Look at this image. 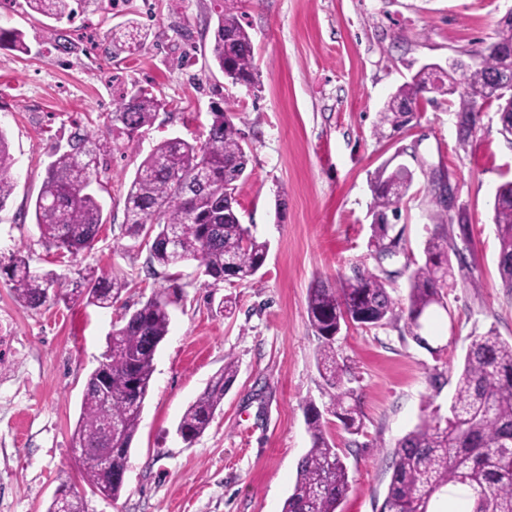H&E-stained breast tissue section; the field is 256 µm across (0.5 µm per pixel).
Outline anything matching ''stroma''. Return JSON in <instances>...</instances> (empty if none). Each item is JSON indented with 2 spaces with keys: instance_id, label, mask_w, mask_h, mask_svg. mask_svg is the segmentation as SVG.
Wrapping results in <instances>:
<instances>
[{
  "instance_id": "obj_1",
  "label": "stroma",
  "mask_w": 512,
  "mask_h": 512,
  "mask_svg": "<svg viewBox=\"0 0 512 512\" xmlns=\"http://www.w3.org/2000/svg\"><path fill=\"white\" fill-rule=\"evenodd\" d=\"M225 0H96L67 31L70 53L51 51L56 20L11 5L0 27L25 36L28 53L0 47V129L15 160V188L0 211V260L18 247L34 266L85 267L127 276L120 304L82 302L33 311L14 299L0 272V512H46L64 489L88 512H282L310 446L305 407L329 402L316 365L320 341L307 317L317 282L338 285L360 269L394 274L404 301L409 261L442 210L431 171L442 167L466 207L472 244L454 263L455 286L420 347L403 323L342 328L336 349L347 361L363 412L360 434L334 416L324 429L348 467L351 488L339 512H380L399 439L427 404L447 406L470 336L495 330L512 341V296L498 269L494 194L512 179V145L495 110L461 138L451 96L423 103L400 134L379 135L384 102L422 66L469 61L495 37L512 0H238L259 64L257 87L228 84L211 49ZM146 41L110 59L106 35L127 20ZM166 102L134 143L100 157L97 195L107 222L92 249L64 261L39 242L33 203L52 143L75 125L106 132L113 105L137 90ZM231 107L249 148L239 184L241 221L269 244L253 277L212 287L196 263L150 274L146 250L124 233V198L140 163L163 139L205 134L216 108ZM405 164L414 182L394 222L398 256L372 247L371 182L385 163ZM479 287H470V279ZM182 286L132 444L117 500L92 494L70 446L88 375L125 309ZM232 297V312L222 302ZM438 354H431V347ZM238 374L206 431L187 443L176 428L187 405L225 359Z\"/></svg>"
}]
</instances>
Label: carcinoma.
<instances>
[{"label": "carcinoma", "instance_id": "cac0c4a2", "mask_svg": "<svg viewBox=\"0 0 512 512\" xmlns=\"http://www.w3.org/2000/svg\"><path fill=\"white\" fill-rule=\"evenodd\" d=\"M33 12L71 22L84 13L89 0H25ZM146 35L138 23L129 21L110 32L111 58L132 53L144 45ZM5 41L21 53L27 51L23 34L1 30ZM498 53H487L462 74L457 92L459 112L471 111L487 97V73L512 77V22L497 32ZM212 55L219 68L252 86L258 65L250 34L234 6L218 18ZM432 92L429 72H417L401 85L380 112V126L402 129L405 109L427 99ZM165 103L139 90L114 104L111 114L112 148L122 137L134 140L154 124ZM232 109L213 112L203 140L181 137L160 141L141 162L124 200L125 235L134 244L148 248V265L169 268L195 261L216 286L224 281L246 280L265 264L268 242L260 241L242 224L238 207L224 205V188L235 192L250 162L244 134L234 123ZM68 149L51 147L42 188L34 202L35 224L40 242L61 257H75L98 241L104 224L103 207L92 190L100 183L99 155L107 144L91 129L76 126L67 138ZM13 157L8 139L0 130V210L14 190ZM414 181L406 166L374 176L372 190L377 209L374 235L383 250L399 246L391 235L393 225L386 211L397 210ZM458 224L443 215L425 241L424 261L415 264L409 277L405 302L390 293L389 279L373 271L354 273L340 286L317 285L308 291L307 315L321 338L318 367L327 387L326 412L336 417L350 435L361 431V410L354 390L348 386V367L336 352V336L342 326L354 324L377 328L404 321L415 342L432 353L441 351L421 335L424 323L446 306L445 288L452 277L451 255L470 248L468 217L457 212ZM494 224L499 241L498 268L504 287L512 292V181L496 192ZM172 229L178 246L159 239ZM151 242H146V238ZM6 275L15 300L38 310L59 302L81 301L87 306L109 309L121 300L129 281L119 275H99L89 269L75 276L31 267L29 255L17 249L9 258ZM148 298L114 326L98 367L88 376L81 412L71 435L72 447L86 449L82 478L93 493L120 497L129 466L132 443L154 373V359L170 325L169 307L179 300L177 290ZM232 359L211 378L204 391L188 405L177 427L181 438L191 443L204 433L224 395L237 377ZM322 413L306 410L311 444L297 466V475L282 512H338L351 487L349 473L336 443L327 436ZM98 448L112 449V468L101 464ZM472 490L473 512H512V342L494 330L471 336L445 416L435 412L402 437L396 446L392 475L380 512H433L431 504L441 494ZM47 512H87L79 494L60 491Z\"/></svg>", "mask_w": 512, "mask_h": 512}]
</instances>
